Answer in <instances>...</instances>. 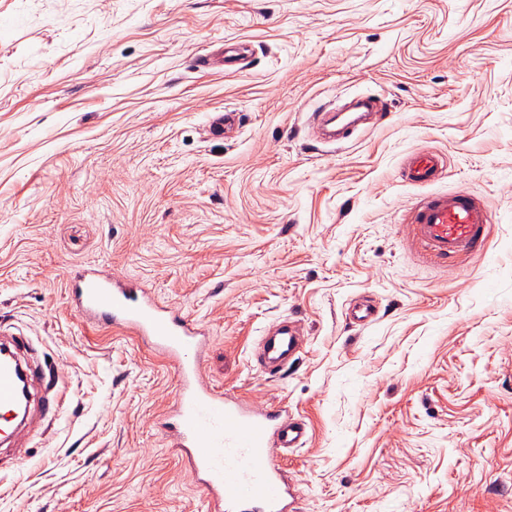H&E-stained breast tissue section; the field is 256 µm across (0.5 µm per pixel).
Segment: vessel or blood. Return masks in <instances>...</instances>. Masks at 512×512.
<instances>
[{"mask_svg": "<svg viewBox=\"0 0 512 512\" xmlns=\"http://www.w3.org/2000/svg\"><path fill=\"white\" fill-rule=\"evenodd\" d=\"M326 142L349 138L362 122L347 116L336 126V113L316 116ZM444 166L441 155L415 152L404 165L406 182L426 186ZM491 222L489 211L463 193H434L414 208L416 238L443 259L481 250ZM69 293L77 316L87 322L109 323L140 336L177 371L173 411L164 423L173 445L193 465L208 497L209 512H293V489L283 466L288 449L307 439L306 425L287 404L255 409L247 402L216 390L201 379L209 344L199 322L162 306L131 280L101 277L85 268L71 280ZM30 340L21 333L0 334V442H11L17 429L12 414L21 385L41 376L29 358ZM301 349L290 322L273 324L257 343L262 372H273L293 360Z\"/></svg>", "mask_w": 512, "mask_h": 512, "instance_id": "1", "label": "vessel or blood"}]
</instances>
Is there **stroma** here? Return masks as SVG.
<instances>
[{"label":"stroma","instance_id":"obj_1","mask_svg":"<svg viewBox=\"0 0 512 512\" xmlns=\"http://www.w3.org/2000/svg\"><path fill=\"white\" fill-rule=\"evenodd\" d=\"M227 42L244 66H200ZM357 95L368 123L322 143L310 115ZM415 151L447 157L430 188ZM429 190L489 209L484 252L424 251ZM84 267L204 324L208 383L307 422L297 512H512V0H0V326L46 374L0 512H207L160 426L173 367L76 316ZM282 320L303 350L270 376ZM443 167L444 160L441 155L414 152L405 159L404 178L409 184L427 186L434 181ZM301 349L300 336L288 321L273 324L257 343L256 358L263 373L279 370Z\"/></svg>","mask_w":512,"mask_h":512}]
</instances>
